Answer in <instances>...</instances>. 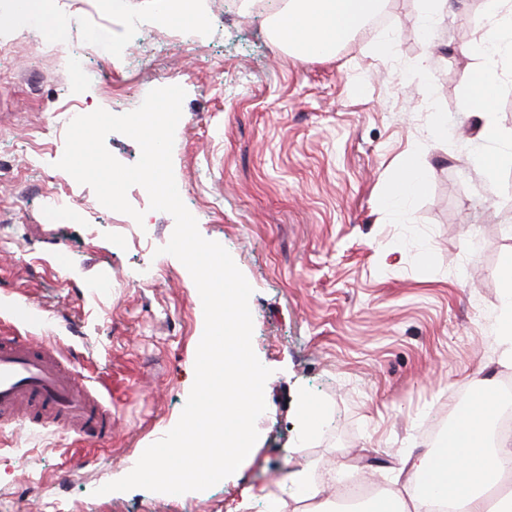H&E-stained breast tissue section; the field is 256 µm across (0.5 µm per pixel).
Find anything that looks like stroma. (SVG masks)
<instances>
[{
	"mask_svg": "<svg viewBox=\"0 0 512 512\" xmlns=\"http://www.w3.org/2000/svg\"><path fill=\"white\" fill-rule=\"evenodd\" d=\"M167 24L165 0H53L75 28L0 0V298L34 302L40 335L60 340L111 389L112 437L87 445L66 428L0 425V512H304L288 473L305 470L321 500L360 474L402 490L405 458L475 378L512 375L497 325L512 267V63L485 79L475 41L488 0H388V26L327 58L280 48L268 33L283 0H194ZM143 22L132 55L127 23ZM391 38L390 55L375 44ZM93 80L73 83L72 60ZM186 92L173 172L200 234L232 256L253 292L252 347L270 369L252 457L203 490L99 494L178 422L191 391L204 312L186 267L163 253L173 217L127 192L151 226L104 207L57 168L65 105L121 115L154 88ZM488 99L495 129L478 134ZM447 127L444 136L436 127ZM414 155L420 187L385 205L398 161ZM54 181L86 224L43 211ZM155 267V284L133 276ZM108 279L107 293L87 287ZM320 409L303 437L300 396Z\"/></svg>",
	"mask_w": 512,
	"mask_h": 512,
	"instance_id": "stroma-1",
	"label": "stroma"
}]
</instances>
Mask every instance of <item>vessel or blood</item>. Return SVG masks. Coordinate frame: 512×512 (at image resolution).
Instances as JSON below:
<instances>
[{
    "label": "vessel or blood",
    "instance_id": "obj_1",
    "mask_svg": "<svg viewBox=\"0 0 512 512\" xmlns=\"http://www.w3.org/2000/svg\"><path fill=\"white\" fill-rule=\"evenodd\" d=\"M10 320L26 328L38 327L39 310L29 302H0ZM92 376L73 368L60 350L28 339L0 338V423L22 419L30 426L65 425L83 439L107 440L112 436V411ZM466 418L456 419L436 448L446 459L472 443Z\"/></svg>",
    "mask_w": 512,
    "mask_h": 512
}]
</instances>
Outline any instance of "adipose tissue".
Instances as JSON below:
<instances>
[{
    "label": "adipose tissue",
    "mask_w": 512,
    "mask_h": 512,
    "mask_svg": "<svg viewBox=\"0 0 512 512\" xmlns=\"http://www.w3.org/2000/svg\"><path fill=\"white\" fill-rule=\"evenodd\" d=\"M490 9L484 29L477 40L486 63L512 59V0H489ZM385 0H286L274 18L278 40L302 55L327 56L350 39L372 17L382 12ZM430 452L409 455L408 473L415 493L410 499L387 498L367 505L364 512H436L446 502L449 512H512V497L488 501L484 488L499 471L512 467V442L486 441L474 444L455 472L465 480L463 489L439 494L425 489L421 478L431 466Z\"/></svg>",
    "instance_id": "ef3b65f1"
}]
</instances>
